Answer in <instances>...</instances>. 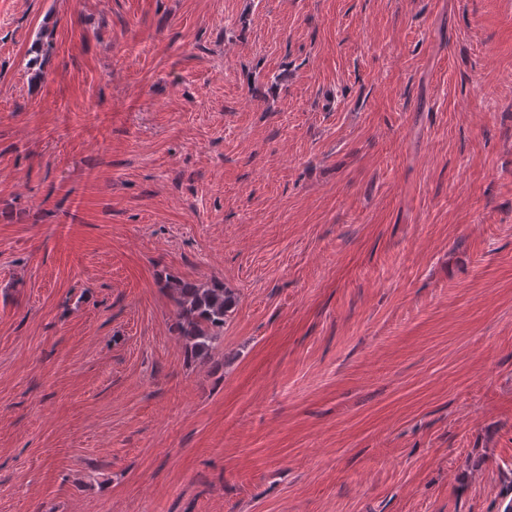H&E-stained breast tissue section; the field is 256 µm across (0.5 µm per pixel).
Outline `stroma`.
<instances>
[{
    "label": "stroma",
    "mask_w": 512,
    "mask_h": 512,
    "mask_svg": "<svg viewBox=\"0 0 512 512\" xmlns=\"http://www.w3.org/2000/svg\"><path fill=\"white\" fill-rule=\"evenodd\" d=\"M509 486L512 0H0V512ZM175 307L176 326L191 357L207 353L224 332L237 299L224 285H198L180 278L165 281Z\"/></svg>",
    "instance_id": "stroma-1"
}]
</instances>
